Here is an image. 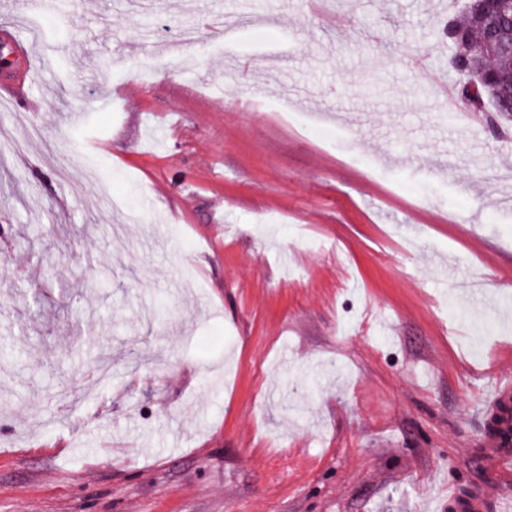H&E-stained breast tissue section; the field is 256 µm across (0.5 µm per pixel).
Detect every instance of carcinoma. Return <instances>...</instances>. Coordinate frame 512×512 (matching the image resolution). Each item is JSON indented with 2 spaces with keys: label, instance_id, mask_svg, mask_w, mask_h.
Returning <instances> with one entry per match:
<instances>
[{
  "label": "carcinoma",
  "instance_id": "1",
  "mask_svg": "<svg viewBox=\"0 0 512 512\" xmlns=\"http://www.w3.org/2000/svg\"><path fill=\"white\" fill-rule=\"evenodd\" d=\"M462 30V36L450 39L453 53L451 66L456 73H461L460 58L473 63L484 60L497 69L498 81L491 87H479V95L491 111L503 114L512 113V55L504 52H492L490 46L512 39V17H500L495 22L483 20L481 6L477 0H467L464 19L455 24Z\"/></svg>",
  "mask_w": 512,
  "mask_h": 512
}]
</instances>
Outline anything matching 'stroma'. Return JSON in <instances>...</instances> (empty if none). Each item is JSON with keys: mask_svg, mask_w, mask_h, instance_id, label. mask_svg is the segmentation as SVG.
<instances>
[{"mask_svg": "<svg viewBox=\"0 0 512 512\" xmlns=\"http://www.w3.org/2000/svg\"><path fill=\"white\" fill-rule=\"evenodd\" d=\"M464 6L8 0L36 67L0 100V512L479 489L512 116L459 94Z\"/></svg>", "mask_w": 512, "mask_h": 512, "instance_id": "stroma-1", "label": "stroma"}]
</instances>
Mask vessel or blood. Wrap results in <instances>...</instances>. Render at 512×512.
<instances>
[{
	"label": "vessel or blood",
	"mask_w": 512,
	"mask_h": 512,
	"mask_svg": "<svg viewBox=\"0 0 512 512\" xmlns=\"http://www.w3.org/2000/svg\"><path fill=\"white\" fill-rule=\"evenodd\" d=\"M0 41L17 46L14 77L0 81V96L14 99L20 92V83L30 78L32 63L28 46L19 44L12 25L0 26ZM482 415L485 426L482 442L487 450L485 485L467 504L469 512H512V499L499 490L500 485L512 481V386L502 385L484 400Z\"/></svg>",
	"instance_id": "vessel-or-blood-1"
}]
</instances>
